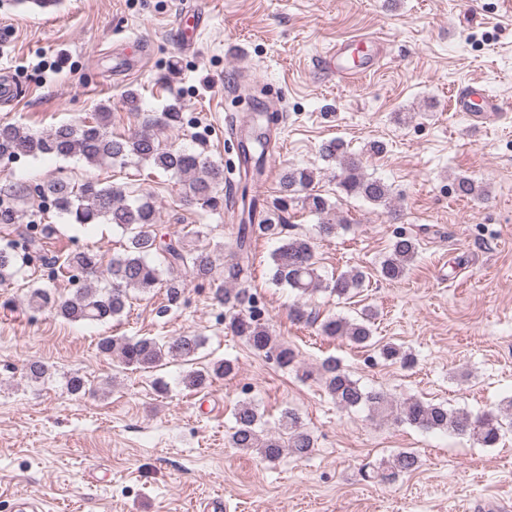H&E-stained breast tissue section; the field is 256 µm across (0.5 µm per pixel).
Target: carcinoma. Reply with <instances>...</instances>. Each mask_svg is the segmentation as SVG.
<instances>
[{"mask_svg": "<svg viewBox=\"0 0 512 512\" xmlns=\"http://www.w3.org/2000/svg\"><path fill=\"white\" fill-rule=\"evenodd\" d=\"M108 117L109 109L101 106L92 122L62 123L46 133L1 123L0 159L31 155L64 159L79 156L92 164L124 165L132 159L149 161L179 177L195 200L217 209L218 191L224 184L223 165L201 152L176 149L165 143L164 133L177 126L179 112L173 109L158 118H150L128 136L109 134L106 131ZM320 153L325 161L336 163L340 193L361 197L376 206H390L389 186L368 175L361 159L347 152L342 142L326 141ZM314 181V171L291 167L281 177V190L286 198L301 201L303 208L318 218L319 237H332L344 224V219L338 215L337 207L313 192ZM454 185L461 197L481 199L486 196L485 187L468 177L456 178ZM38 194L50 197L53 208L68 222L83 226L111 224L121 229L126 243L124 252L112 257L108 284L103 288L94 280L101 263L99 253L86 250L45 258L56 275L80 276L82 281L65 298L55 296L45 286L30 288L27 302L33 309L49 308L71 322H107L120 318L136 293L162 291L164 309L169 310L180 306L189 283L214 281V257L210 250L187 247L183 236L162 241L151 231L156 223V209L147 199L129 203L119 187L94 180L76 184L65 178L45 182ZM57 231L54 224H29L20 232V237L27 250L39 254L54 240ZM282 233V225L271 218H264L257 224L238 225L234 251L224 262V279L212 289V299L224 307L225 324L233 335L244 340L252 350L275 358L280 366L296 368L298 360L294 349L273 335L257 297L246 285L253 240L257 237L279 239L280 245L272 253V280L290 288L300 298L323 288L339 298L350 299L364 288L367 275L354 268L324 280L311 240L302 236L284 237ZM417 252L416 239L406 234L396 236L388 254L376 267L375 275L385 281L402 279ZM20 275L22 266L18 264L15 241L9 240L0 246V285L16 281ZM291 317L299 325L318 326L319 334L330 341L366 347L373 337L375 312L369 307L363 308L354 319L330 315L321 320L318 312L297 302ZM203 344L204 338L195 333L172 336L163 342L150 337L103 336L98 341V349L104 355L117 357L126 367L145 370L167 359L191 362ZM379 353L384 360L403 368L415 364L412 354L401 346L384 344ZM233 371L232 362L218 361L209 368L187 371L182 383L186 389L197 391ZM319 375L326 392L343 409L365 408L372 415L393 416L418 429L467 436L484 447L498 444L505 428H512V401L496 412L476 415L417 398L398 403L382 391L360 386L334 357L322 362ZM233 417L235 425L227 436L229 446L242 451L255 450L265 461L275 462L285 453L304 458L315 448L314 437L290 408L281 411L278 425L271 431L263 427L262 414L248 399L237 402ZM419 467V456L405 450L369 470H362V476L365 480L384 482L401 473L410 474Z\"/></svg>", "mask_w": 512, "mask_h": 512, "instance_id": "cac0c4a2", "label": "carcinoma"}]
</instances>
